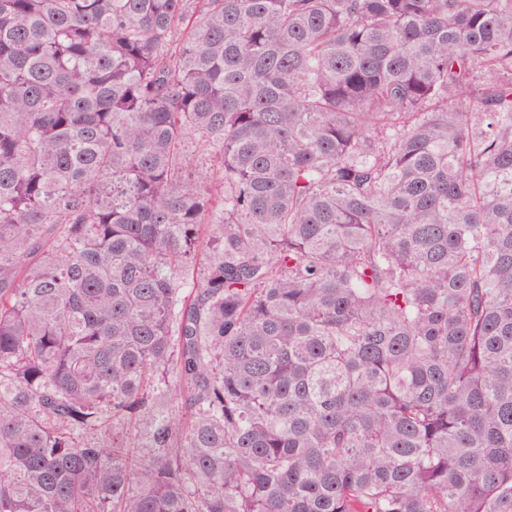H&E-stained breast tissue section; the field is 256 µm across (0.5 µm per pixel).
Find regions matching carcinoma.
I'll return each mask as SVG.
<instances>
[{
  "instance_id": "cac0c4a2",
  "label": "carcinoma",
  "mask_w": 512,
  "mask_h": 512,
  "mask_svg": "<svg viewBox=\"0 0 512 512\" xmlns=\"http://www.w3.org/2000/svg\"><path fill=\"white\" fill-rule=\"evenodd\" d=\"M0 512H512V0H0Z\"/></svg>"
}]
</instances>
